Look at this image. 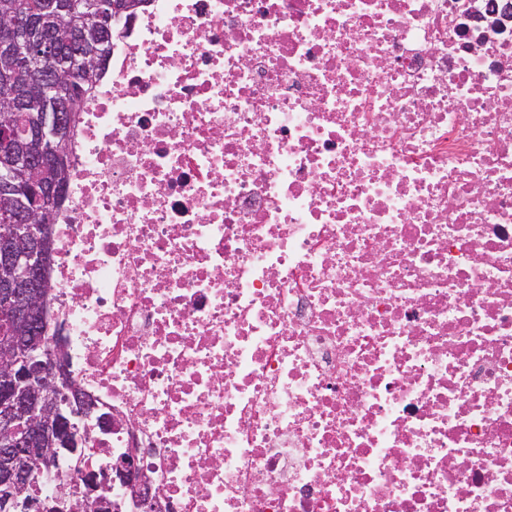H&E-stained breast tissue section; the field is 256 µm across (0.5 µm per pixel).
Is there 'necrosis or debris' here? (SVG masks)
<instances>
[{"label":"necrosis or debris","instance_id":"obj_1","mask_svg":"<svg viewBox=\"0 0 512 512\" xmlns=\"http://www.w3.org/2000/svg\"><path fill=\"white\" fill-rule=\"evenodd\" d=\"M69 154L113 512H512V0H142ZM120 480L127 484L131 490L133 505L140 508H149L152 495L148 488H145L138 481L134 471L131 455L118 458L112 465V480Z\"/></svg>","mask_w":512,"mask_h":512}]
</instances>
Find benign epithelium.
<instances>
[{
  "mask_svg": "<svg viewBox=\"0 0 512 512\" xmlns=\"http://www.w3.org/2000/svg\"><path fill=\"white\" fill-rule=\"evenodd\" d=\"M101 64L98 54L81 55L71 73L83 74ZM33 91L49 99L56 85L46 75L30 81ZM65 99L54 111L34 118L28 136L37 146L41 168L63 171L62 148L67 124L62 113L71 110ZM0 187L17 195L18 204L0 213V320L10 332L0 336V503L22 512H47L40 500H18L33 474L45 471L63 478L57 453L70 443V419L93 411L90 399L70 380L65 365L44 346L50 301L45 286L50 278L52 225L39 220L64 198L63 183L24 184L13 166L0 164ZM112 479L127 484L133 505L150 507L152 495L138 481L131 456L112 465Z\"/></svg>",
  "mask_w": 512,
  "mask_h": 512,
  "instance_id": "benign-epithelium-1",
  "label": "benign epithelium"
}]
</instances>
